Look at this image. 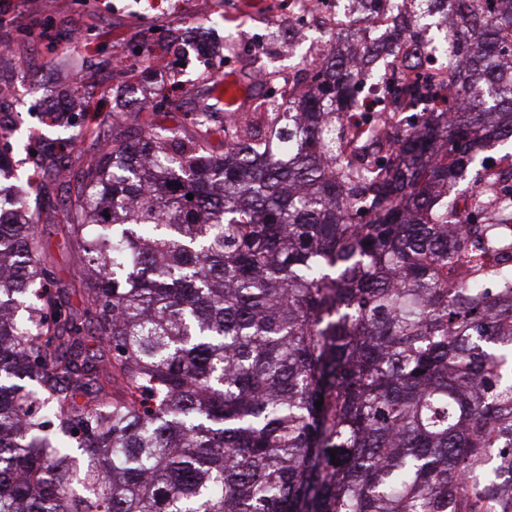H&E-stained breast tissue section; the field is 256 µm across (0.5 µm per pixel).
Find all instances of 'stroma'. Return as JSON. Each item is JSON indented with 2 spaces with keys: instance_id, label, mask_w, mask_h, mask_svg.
<instances>
[{
  "instance_id": "35a3bbf8",
  "label": "stroma",
  "mask_w": 512,
  "mask_h": 512,
  "mask_svg": "<svg viewBox=\"0 0 512 512\" xmlns=\"http://www.w3.org/2000/svg\"><path fill=\"white\" fill-rule=\"evenodd\" d=\"M196 0H0V110L10 113L14 133L8 144L21 160L20 185L36 214L38 235L55 267L57 286L72 306L81 294L71 283L83 255L68 241L65 210L82 188L87 162L114 135L160 124L190 135L192 112L210 97L206 70L218 59L185 51L198 26ZM150 34L154 60L150 71L138 63L141 36ZM123 53L131 72L117 76L108 67ZM126 84L135 99L148 100L157 85L180 90L178 107L153 112L130 107L117 113L112 88ZM78 101L79 116L69 126L47 118L50 105ZM75 141L76 152L63 150ZM65 168L57 177L56 165Z\"/></svg>"
}]
</instances>
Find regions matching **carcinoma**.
<instances>
[{"mask_svg": "<svg viewBox=\"0 0 512 512\" xmlns=\"http://www.w3.org/2000/svg\"><path fill=\"white\" fill-rule=\"evenodd\" d=\"M364 2L390 38L358 65L333 32L254 111L88 163L79 309L0 153V512H512V185L482 155L512 144V0H420L447 52L399 71L408 19ZM366 81L443 106L357 139Z\"/></svg>", "mask_w": 512, "mask_h": 512, "instance_id": "cac0c4a2", "label": "carcinoma"}]
</instances>
